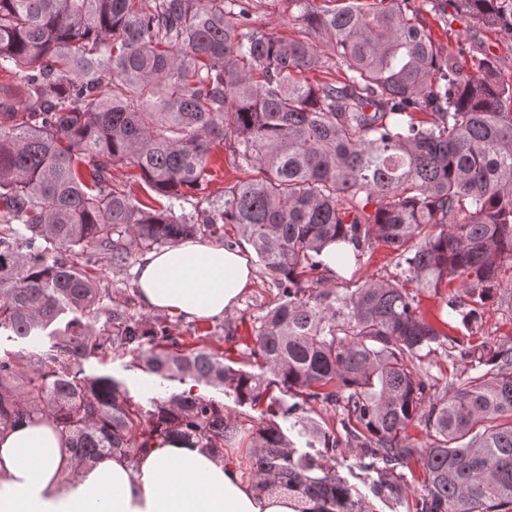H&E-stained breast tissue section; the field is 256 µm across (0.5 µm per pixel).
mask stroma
<instances>
[{
	"label": "stroma",
	"mask_w": 512,
	"mask_h": 512,
	"mask_svg": "<svg viewBox=\"0 0 512 512\" xmlns=\"http://www.w3.org/2000/svg\"><path fill=\"white\" fill-rule=\"evenodd\" d=\"M411 13L416 14L421 24L432 33L441 54L459 56L465 68H472L477 60H485L495 69L503 81H512V38L503 36L494 28L481 22L450 4L449 0H409ZM251 18L255 26L274 33L284 39L311 38L320 53H328L329 47L321 37H309L298 13L289 0H252ZM209 167L212 180L205 189L187 193L188 203L183 212L191 216L210 209L212 200L223 196L225 189L250 180L252 170L238 168L228 145H221L211 152ZM197 240L221 247L235 245L242 248L253 267L254 277L237 306L224 317L199 325L187 322L176 315H161L157 321L170 328L173 335L191 340L193 334L206 335L210 347L224 352L236 364H244L245 343L252 336V327L257 316L276 305L278 290L266 277L251 246L240 239L234 225H225L218 232L202 228ZM138 258H131L121 267L113 266L112 256L103 251L95 257V269L101 287L111 292L113 303L129 308L137 315L145 310L137 298ZM402 269L394 249L381 241H373L361 262L346 273L347 283H364L370 280H397ZM402 279V278H401ZM405 281V280H404ZM405 290L414 297L421 315L432 323L447 320L450 336L482 350L497 348L502 342L512 339V268L503 267L496 290L479 305V316L470 325H463L458 313L447 310L449 299L467 305L469 298L461 281L431 291L422 288L415 280L405 281ZM88 374H103L123 382L129 391L132 403L146 408L155 395V376L133 368L130 355L110 351L105 355L84 361ZM197 393L212 398L224 406L225 413L237 425L236 432L224 440V457L233 462L243 476H250L251 442L259 425L260 413L250 406L237 404L224 393L206 385H198Z\"/></svg>",
	"instance_id": "1"
}]
</instances>
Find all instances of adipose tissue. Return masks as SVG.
<instances>
[{"instance_id":"adipose-tissue-1","label":"adipose tissue","mask_w":512,"mask_h":512,"mask_svg":"<svg viewBox=\"0 0 512 512\" xmlns=\"http://www.w3.org/2000/svg\"><path fill=\"white\" fill-rule=\"evenodd\" d=\"M253 270L236 249L197 240L145 253L142 306L205 322L233 308ZM0 512H295L285 496H265L195 441L155 439L136 461L114 457L76 467L60 433L29 416L0 426Z\"/></svg>"}]
</instances>
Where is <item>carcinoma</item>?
Listing matches in <instances>:
<instances>
[{
	"mask_svg": "<svg viewBox=\"0 0 512 512\" xmlns=\"http://www.w3.org/2000/svg\"><path fill=\"white\" fill-rule=\"evenodd\" d=\"M134 2L0 0V67L19 74L0 84V337L55 339L46 357L0 354V425L16 414L52 424L81 466L134 460L170 436L224 457V405L172 392L145 411L123 383L85 374L81 362L110 346L163 380L260 410L255 488L288 494L296 512L313 501L365 512L327 464L339 441L308 416L313 402L342 408L356 466L379 473L392 500H404L400 469L415 462V512H512V344L462 346L395 282L308 286L326 247L343 265L376 237L423 287L459 279L479 304L512 260V82L440 57L408 0L323 11L290 0L346 68L321 85L300 78L320 63L316 47L254 26L250 0H155L148 13ZM453 2L512 33V0ZM228 137L236 166L257 176L224 190L204 223L236 225L279 290L253 326L256 372L107 304L89 273L97 251L126 263L198 230L172 204L113 189L112 166L136 164L178 202L208 182L210 152ZM438 348L473 375L442 388L421 374V352ZM416 422L429 443L409 440Z\"/></svg>",
	"mask_w": 512,
	"mask_h": 512,
	"instance_id": "obj_1",
	"label": "carcinoma"
}]
</instances>
